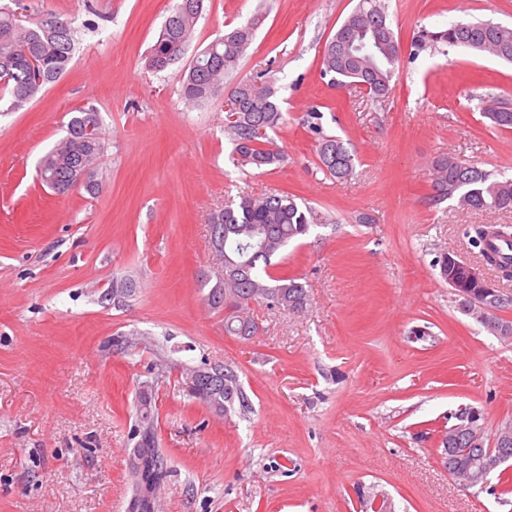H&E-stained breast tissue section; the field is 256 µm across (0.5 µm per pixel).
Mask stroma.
Instances as JSON below:
<instances>
[{
    "mask_svg": "<svg viewBox=\"0 0 512 512\" xmlns=\"http://www.w3.org/2000/svg\"><path fill=\"white\" fill-rule=\"evenodd\" d=\"M77 30L63 77L0 115V512H127L134 400L155 383V423L171 473L155 512H512V493L463 490L438 458L459 408L486 436L512 422V340L462 314L433 264L442 251L493 276L470 241L512 212L461 211L433 199V163L512 175V130L480 104L512 99V63L444 44L415 51L420 27L512 25V0H383L401 44L391 92L373 102L321 74V52L359 0H204L184 56L146 58L176 0H25ZM264 13L235 71L189 106L180 76L225 29ZM267 70L286 114L273 136L284 164L240 166L224 131L236 83ZM355 153L346 180L322 169L303 120ZM102 117L99 188L58 195L38 165L74 109ZM295 195L313 217L276 276L301 279L305 311L255 302L257 330L228 334L207 297L224 277L210 217L248 193ZM368 223H361L359 215ZM116 280L133 285L118 301ZM145 335L152 350L113 340ZM234 366L248 412L191 398L185 369Z\"/></svg>",
    "mask_w": 512,
    "mask_h": 512,
    "instance_id": "obj_1",
    "label": "stroma"
}]
</instances>
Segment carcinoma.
Listing matches in <instances>:
<instances>
[{"instance_id": "1", "label": "carcinoma", "mask_w": 512, "mask_h": 512, "mask_svg": "<svg viewBox=\"0 0 512 512\" xmlns=\"http://www.w3.org/2000/svg\"><path fill=\"white\" fill-rule=\"evenodd\" d=\"M189 3L185 10L175 8L162 25L159 36L147 57L146 66L152 71H164L166 62L179 60L184 55L193 29L200 17L199 6L204 0H179ZM61 20L57 14L46 13L29 19V25L20 23L17 12L0 8V112H14L31 102L43 89L56 83L67 70L74 54L76 37L70 21L54 29L49 20ZM260 18L250 20L247 26H237L224 37L212 41L193 57L181 80V95L193 105L209 102L213 88L222 86L224 76L239 64L250 47ZM379 44L369 51L352 52L349 45L373 41ZM438 43L462 46L479 54H488L499 60L512 62V26L491 20L451 23L446 28L430 31L421 28L413 37L416 50H424ZM401 45L395 36L384 6L374 0H360L358 6L338 26L333 37L326 42L322 56V74L338 85L366 82L369 94L376 101L388 97L395 78L396 63ZM40 62V71L34 73L29 58ZM267 71L238 83L231 98L239 101L240 108L226 113L224 131L235 146L239 162L254 170L265 171L279 166L284 156L273 147L269 133L285 125L275 89L269 84ZM485 117L496 128L512 129V103L503 99L483 108ZM323 113L313 108L306 114L304 125L318 137L319 160L326 172L337 179L349 176L354 167V155L342 139L323 134ZM91 131H86L88 124ZM101 117L93 107L73 111L67 123V134L40 161L41 181L55 193L65 195L77 186L80 170L75 162L81 160L95 174L105 144L101 135ZM434 201L452 200L466 211L495 209L512 212V178L493 179L491 174L475 165L456 164L441 158L435 164L433 180ZM308 208L294 198L282 194L253 196L242 194L212 216L211 234L217 250L231 264L242 269L240 275L229 277L213 288L208 301L221 307L224 296L235 295L249 304L262 302L270 309L302 311L309 295L304 285L294 277H274L270 269L288 242L306 236L310 231ZM471 242L479 248L483 259L499 273L508 269L512 256H504L489 243L486 228L478 226ZM440 276L448 282L460 301L458 292L465 290L466 271L448 264V253L435 260ZM219 377L208 389V397L198 391L192 376H187L190 395L216 406L219 412H228L234 403L248 411V401L241 389L235 370L224 365L218 367ZM138 437L131 456L130 472L138 487L150 484L151 463H167L163 449L158 447L152 414V394L140 396L138 420L134 428ZM512 455V430L497 431L492 443L467 455L448 454L443 463L448 474L457 477L460 470L471 464L473 455L491 458L499 453ZM498 482L487 493L504 494L512 485V473L502 467L497 470Z\"/></svg>"}]
</instances>
